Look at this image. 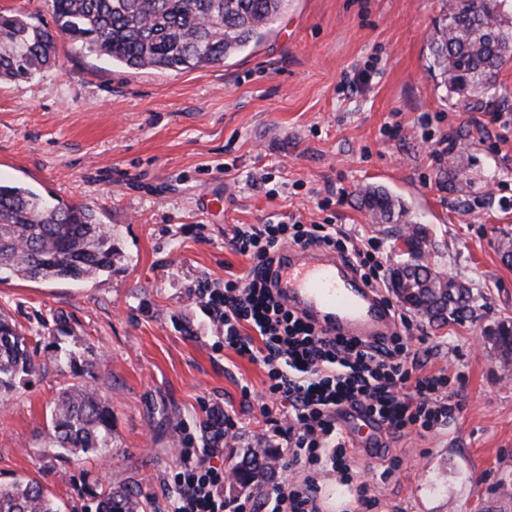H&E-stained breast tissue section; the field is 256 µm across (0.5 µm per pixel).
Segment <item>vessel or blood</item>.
Here are the masks:
<instances>
[{
	"mask_svg": "<svg viewBox=\"0 0 512 512\" xmlns=\"http://www.w3.org/2000/svg\"><path fill=\"white\" fill-rule=\"evenodd\" d=\"M275 284L290 308L329 335L379 344L397 330L382 294L367 288L333 252L281 250L275 263Z\"/></svg>",
	"mask_w": 512,
	"mask_h": 512,
	"instance_id": "obj_1",
	"label": "vessel or blood"
}]
</instances>
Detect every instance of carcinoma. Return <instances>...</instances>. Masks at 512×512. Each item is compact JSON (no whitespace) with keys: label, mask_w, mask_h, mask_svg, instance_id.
Masks as SVG:
<instances>
[{"label":"carcinoma","mask_w":512,"mask_h":512,"mask_svg":"<svg viewBox=\"0 0 512 512\" xmlns=\"http://www.w3.org/2000/svg\"><path fill=\"white\" fill-rule=\"evenodd\" d=\"M290 0H47L54 27L21 14H0V80H28L56 64L65 36L89 52L131 69L188 70L221 63L258 45ZM433 68L459 96L496 94L495 76L512 49V0H456L443 12L430 43ZM362 204L383 223L401 206L384 189H369ZM427 231L414 228L410 260L392 277L410 285L413 308L437 325L462 319L474 307L471 289L443 288L421 262ZM118 251L112 228L88 205L58 206L35 190L0 183V281L11 278L83 282L109 273ZM35 367L25 336L0 313V399ZM51 447L79 457L112 453V408L85 382L63 389L53 406ZM247 481L270 474L268 456L248 450L240 461ZM59 503L33 480L0 484V512H60ZM138 495L124 488L99 496L97 512H142Z\"/></svg>","instance_id":"1"}]
</instances>
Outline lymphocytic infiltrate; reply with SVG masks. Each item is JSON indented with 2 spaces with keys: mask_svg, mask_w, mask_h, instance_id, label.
<instances>
[{
  "mask_svg": "<svg viewBox=\"0 0 512 512\" xmlns=\"http://www.w3.org/2000/svg\"><path fill=\"white\" fill-rule=\"evenodd\" d=\"M234 250L249 262L222 287L204 283L194 298L219 333L218 347L266 372L258 408L265 447L283 444L289 485L273 484L226 500L227 467L218 459L241 435L242 420L220 403H205L198 429L177 427L181 450L167 486L168 512H320L319 479L335 473L355 483L356 448L338 422L349 410L384 427L388 436L426 437L455 425L463 410L447 368L430 370L412 342L414 323L398 314V330L382 345L330 336L284 306L271 274L280 249L318 247L350 263L367 286L385 290L381 243L338 224H236Z\"/></svg>",
  "mask_w": 512,
  "mask_h": 512,
  "instance_id": "f902f5d3",
  "label": "lymphocytic infiltrate"
}]
</instances>
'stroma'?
I'll return each mask as SVG.
<instances>
[{"mask_svg": "<svg viewBox=\"0 0 512 512\" xmlns=\"http://www.w3.org/2000/svg\"><path fill=\"white\" fill-rule=\"evenodd\" d=\"M443 0H293L255 49L193 71L127 69L58 42V64L0 81V181L49 202L83 203L111 225L120 259L86 282H0V311L36 347L35 370L0 403V481L36 480L68 512H95L105 490L132 488L163 512L179 458L176 425L204 402L245 425L224 449L240 461L261 439L242 385L265 389L261 365L215 350V327L192 291L242 272L228 232L293 216L332 222L403 262L396 224L376 223L362 191L383 186L404 219L429 232L423 263L464 282L474 312L436 326L413 321L428 368L465 376L456 426L391 443L397 460L358 454L357 482L380 491L377 512H512V369L489 343L512 323V63L500 98L439 86L430 37ZM363 71L357 91L345 73ZM440 151L433 160L432 151ZM112 407V455L59 456L47 431L71 382Z\"/></svg>", "mask_w": 512, "mask_h": 512, "instance_id": "obj_1", "label": "stroma"}]
</instances>
